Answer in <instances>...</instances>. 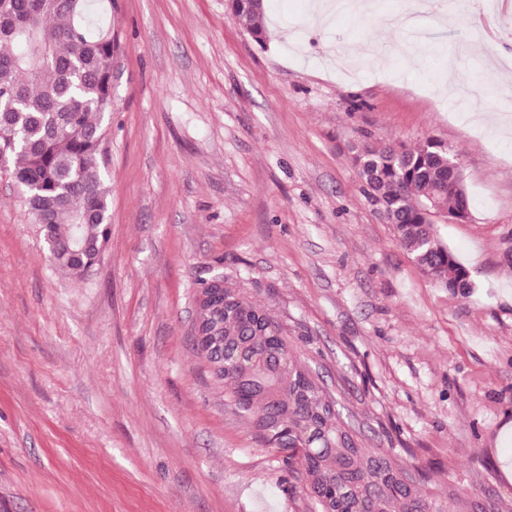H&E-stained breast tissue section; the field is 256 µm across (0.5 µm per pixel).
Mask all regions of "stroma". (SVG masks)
Returning <instances> with one entry per match:
<instances>
[{
  "mask_svg": "<svg viewBox=\"0 0 512 512\" xmlns=\"http://www.w3.org/2000/svg\"><path fill=\"white\" fill-rule=\"evenodd\" d=\"M316 3L269 0L261 45L225 0H116L110 235L84 278L51 266L0 175V512H310L197 352L195 294L218 274L439 512H512V136L440 90L463 60L499 105L512 30L469 40L470 0H440L417 64L381 21L402 0L325 26ZM365 133L458 155L470 217L436 231L470 292L427 277L364 195Z\"/></svg>",
  "mask_w": 512,
  "mask_h": 512,
  "instance_id": "obj_1",
  "label": "stroma"
}]
</instances>
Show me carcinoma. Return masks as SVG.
<instances>
[{
    "instance_id": "1",
    "label": "carcinoma",
    "mask_w": 512,
    "mask_h": 512,
    "mask_svg": "<svg viewBox=\"0 0 512 512\" xmlns=\"http://www.w3.org/2000/svg\"><path fill=\"white\" fill-rule=\"evenodd\" d=\"M115 0H0V155L3 172L26 190L24 203L43 239L63 250L73 239L75 252L54 265L81 277L94 265L106 241L110 193L107 143L112 137V57L120 52L112 28ZM257 42L264 39V3L227 0ZM353 165L367 198L382 207L400 244L422 270L439 271L438 284L455 287L463 265L438 239L435 218L464 208L468 197L450 178L451 151L438 141L420 147L402 143L373 145L368 136L352 147ZM209 327L224 333V380L228 406L252 419L274 444L285 428L312 446L335 444L332 468L310 458L300 463L315 512H404L414 500L419 512L432 503L414 486L383 497L393 481L392 462L358 448L339 424L322 390L303 371L278 381L275 352L288 350L281 327L265 310L236 289L224 291V307L208 314ZM326 479L336 501L317 495Z\"/></svg>"
}]
</instances>
